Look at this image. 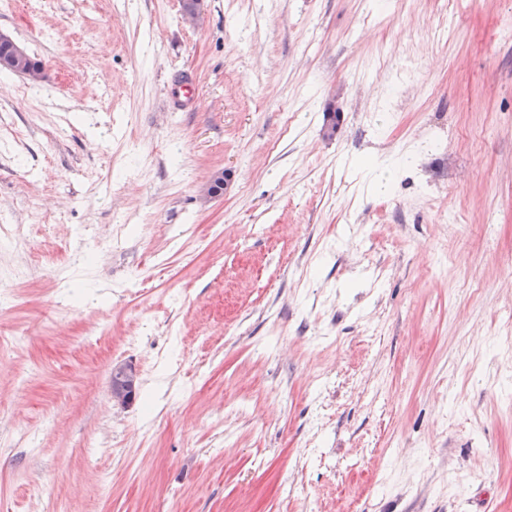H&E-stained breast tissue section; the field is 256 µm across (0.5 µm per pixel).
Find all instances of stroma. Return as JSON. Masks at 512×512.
<instances>
[{
    "mask_svg": "<svg viewBox=\"0 0 512 512\" xmlns=\"http://www.w3.org/2000/svg\"><path fill=\"white\" fill-rule=\"evenodd\" d=\"M0 29V512H512V0ZM0 46H5L8 51L6 56H1L0 58L1 68L3 67L2 69L0 68V73L6 72L11 74L15 71L18 74L29 76L34 80L42 76L43 68L40 66H32L30 62L33 65L41 64L31 56L29 61L26 49L14 41L11 36L2 31H0ZM138 372L130 363H118L112 368V401L121 407L131 405L137 396Z\"/></svg>",
    "mask_w": 512,
    "mask_h": 512,
    "instance_id": "1",
    "label": "stroma"
}]
</instances>
